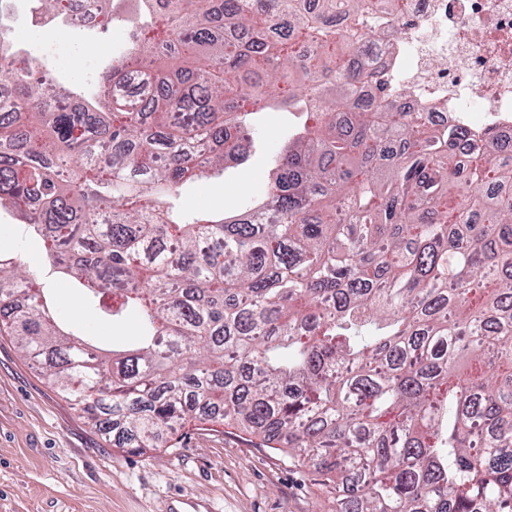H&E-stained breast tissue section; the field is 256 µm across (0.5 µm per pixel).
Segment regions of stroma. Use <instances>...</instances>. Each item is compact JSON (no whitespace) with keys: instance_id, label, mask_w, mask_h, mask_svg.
<instances>
[{"instance_id":"stroma-1","label":"stroma","mask_w":512,"mask_h":512,"mask_svg":"<svg viewBox=\"0 0 512 512\" xmlns=\"http://www.w3.org/2000/svg\"><path fill=\"white\" fill-rule=\"evenodd\" d=\"M50 80L89 82L112 48L124 41L121 23L103 30L84 25L63 34L51 27L25 30ZM90 67L72 68L87 44ZM293 121L268 112L256 122L255 147L244 167L185 188L190 211L218 214L257 199L270 177V158L286 142ZM0 254L40 274L41 241L25 235L10 208H0ZM59 319L103 343L138 335L136 318L115 326L89 306L80 289L53 286ZM328 497L302 467L231 425L203 431L188 424L175 448L129 454L87 423L47 382L15 340L0 336V512H328Z\"/></svg>"}]
</instances>
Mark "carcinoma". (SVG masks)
Masks as SVG:
<instances>
[{
    "instance_id": "carcinoma-1",
    "label": "carcinoma",
    "mask_w": 512,
    "mask_h": 512,
    "mask_svg": "<svg viewBox=\"0 0 512 512\" xmlns=\"http://www.w3.org/2000/svg\"><path fill=\"white\" fill-rule=\"evenodd\" d=\"M8 2L0 206L48 264L0 259V335L129 453L227 422L314 473L330 512H512V148L399 108L363 42L375 0H135L103 103L46 97ZM37 2L69 23L72 0ZM134 53L172 68L137 76ZM274 106L300 123L263 196L182 209ZM48 279L143 335L106 350L64 329Z\"/></svg>"
}]
</instances>
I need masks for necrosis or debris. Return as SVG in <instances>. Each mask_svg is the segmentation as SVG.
I'll return each mask as SVG.
<instances>
[{"mask_svg": "<svg viewBox=\"0 0 512 512\" xmlns=\"http://www.w3.org/2000/svg\"><path fill=\"white\" fill-rule=\"evenodd\" d=\"M370 20L378 70L407 111L512 141V0H382ZM403 30L391 39L384 13Z\"/></svg>", "mask_w": 512, "mask_h": 512, "instance_id": "necrosis-or-debris-1", "label": "necrosis or debris"}]
</instances>
